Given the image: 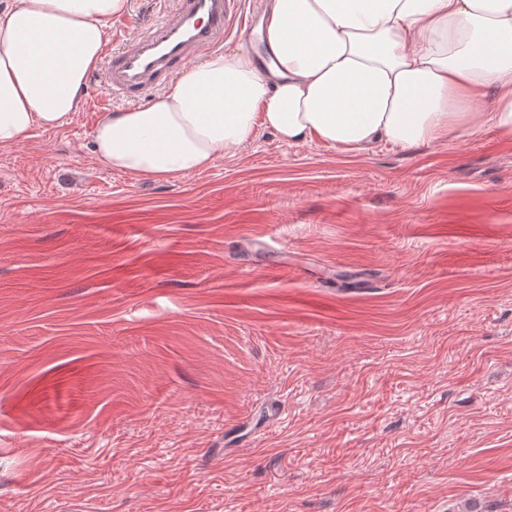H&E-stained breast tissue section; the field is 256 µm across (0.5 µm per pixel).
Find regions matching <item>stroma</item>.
Wrapping results in <instances>:
<instances>
[{"mask_svg": "<svg viewBox=\"0 0 512 512\" xmlns=\"http://www.w3.org/2000/svg\"><path fill=\"white\" fill-rule=\"evenodd\" d=\"M104 94L0 149V512H512V135L163 179Z\"/></svg>", "mask_w": 512, "mask_h": 512, "instance_id": "35a3bbf8", "label": "stroma"}]
</instances>
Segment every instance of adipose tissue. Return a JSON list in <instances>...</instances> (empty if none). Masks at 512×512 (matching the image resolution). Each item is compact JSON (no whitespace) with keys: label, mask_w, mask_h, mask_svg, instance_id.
Masks as SVG:
<instances>
[{"label":"adipose tissue","mask_w":512,"mask_h":512,"mask_svg":"<svg viewBox=\"0 0 512 512\" xmlns=\"http://www.w3.org/2000/svg\"><path fill=\"white\" fill-rule=\"evenodd\" d=\"M128 0H6L0 6V148L78 111L112 18ZM260 70L215 53L146 106L107 112L93 153L110 169L170 178L250 145L361 151L414 147L491 124L512 134V0H267ZM493 88L495 109L468 106Z\"/></svg>","instance_id":"ef3b65f1"}]
</instances>
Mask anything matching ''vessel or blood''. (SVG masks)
I'll return each instance as SVG.
<instances>
[{"mask_svg": "<svg viewBox=\"0 0 512 512\" xmlns=\"http://www.w3.org/2000/svg\"><path fill=\"white\" fill-rule=\"evenodd\" d=\"M228 36L251 38L249 0H172L106 59L104 86L129 103L146 102L191 63L223 49Z\"/></svg>", "mask_w": 512, "mask_h": 512, "instance_id": "b4317fda", "label": "vessel or blood"}]
</instances>
